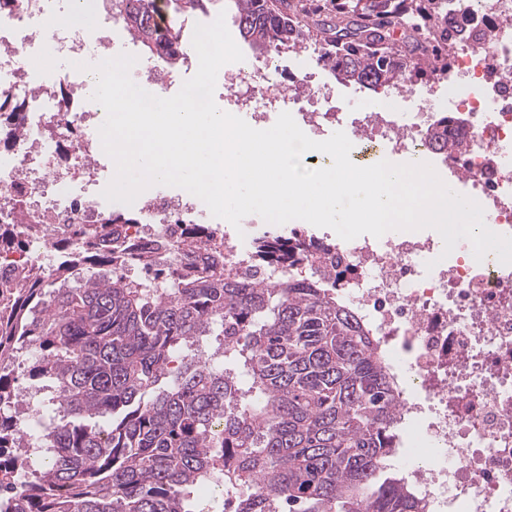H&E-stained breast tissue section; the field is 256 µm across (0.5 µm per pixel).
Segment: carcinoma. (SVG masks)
I'll return each instance as SVG.
<instances>
[{"instance_id": "carcinoma-1", "label": "carcinoma", "mask_w": 512, "mask_h": 512, "mask_svg": "<svg viewBox=\"0 0 512 512\" xmlns=\"http://www.w3.org/2000/svg\"><path fill=\"white\" fill-rule=\"evenodd\" d=\"M222 0H108L132 39L166 63L186 52L185 17ZM240 39L260 54L327 35L316 64L377 91L448 72L408 18L448 32V0H228ZM446 155L448 116L429 133ZM27 230L0 224V249ZM47 271L0 290V512H195L184 490L233 493V512H426L393 467L398 392L377 337L329 282L224 272V256L171 262L162 237L134 249L111 223L77 224ZM320 247L301 234L259 237L260 265ZM40 417L28 425L15 364ZM49 455L25 472L26 445Z\"/></svg>"}]
</instances>
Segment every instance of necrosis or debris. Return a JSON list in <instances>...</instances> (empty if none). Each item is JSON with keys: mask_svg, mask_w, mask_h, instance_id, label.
<instances>
[{"mask_svg": "<svg viewBox=\"0 0 512 512\" xmlns=\"http://www.w3.org/2000/svg\"><path fill=\"white\" fill-rule=\"evenodd\" d=\"M65 0H15L0 10V99L15 114L0 125V224L31 225L26 247L0 254V282L14 272L48 268L53 241L75 224H102L113 213L102 192L99 128L105 115L95 102L94 72L83 62L112 55L117 19L95 38L56 25ZM469 12L494 28L464 26L448 11L453 65L448 78L449 133L467 145L448 157V170L484 210L491 230L512 234V0H469ZM71 61L61 72L58 60ZM295 84L275 77L270 59H255L227 87L254 122L288 112L319 137L329 124L381 148L423 161L439 104L424 92L413 112H342L337 90L317 79L316 65L299 68ZM133 224L115 223L120 238L140 248L156 235L177 238L184 225H207L210 242L224 246V261L251 269L252 243L212 226L191 197L163 190L138 197ZM320 275L344 272L340 296L380 336L395 368L398 410L418 425L421 438L402 451L408 483L427 512H512V265L495 254L475 260L469 241L444 253L442 239L385 235L328 241Z\"/></svg>", "mask_w": 512, "mask_h": 512, "instance_id": "obj_1", "label": "necrosis or debris"}]
</instances>
